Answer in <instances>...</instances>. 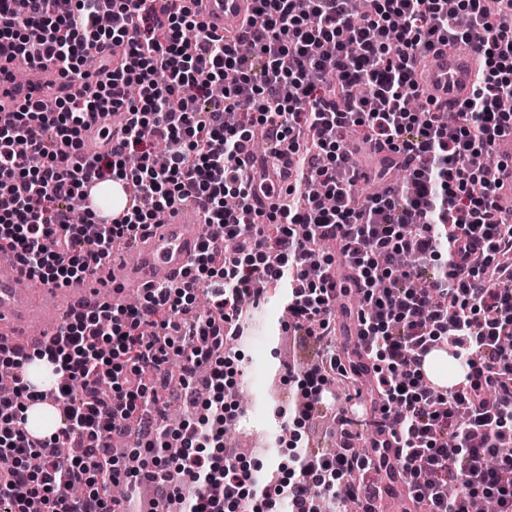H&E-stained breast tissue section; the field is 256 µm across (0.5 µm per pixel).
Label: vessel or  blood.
Returning a JSON list of instances; mask_svg holds the SVG:
<instances>
[{"label":"vessel or blood","instance_id":"obj_1","mask_svg":"<svg viewBox=\"0 0 512 512\" xmlns=\"http://www.w3.org/2000/svg\"><path fill=\"white\" fill-rule=\"evenodd\" d=\"M254 6L255 0H202L200 9L208 28L222 30L229 25L240 26L252 14ZM430 56L431 64L418 75L429 100L441 107L463 103L477 81L481 52L470 45L452 53L437 47L431 50ZM28 90L0 81V119L17 110ZM203 221L197 202L186 199L140 230L130 256L106 260L92 279L65 289L39 281L18 287L14 254L1 246L0 349L14 352L31 346L28 327L60 323L74 302L95 305L106 294L112 304L123 305L130 296H142L164 283L181 281L200 246Z\"/></svg>","mask_w":512,"mask_h":512}]
</instances>
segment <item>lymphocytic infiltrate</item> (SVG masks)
Listing matches in <instances>:
<instances>
[{
  "mask_svg": "<svg viewBox=\"0 0 512 512\" xmlns=\"http://www.w3.org/2000/svg\"><path fill=\"white\" fill-rule=\"evenodd\" d=\"M0 0V48L15 64L54 70L68 85L55 109L24 99L0 124V240L19 259L22 275L56 287L82 283L129 246L157 212L195 197L205 232L188 273L145 295L135 307L77 308L32 352L0 354L20 369L47 355L60 378L64 436L80 452L60 458L55 444L28 437L25 408L0 397V512H107L89 482L162 481L177 512H315L312 486L335 497L353 469H390L411 492L431 484L427 512H470L473 499L512 512V267L486 279L484 266L512 255V210L500 203L497 179L472 166L512 136V0L497 13L481 0H256L234 34L201 27L195 0H112V23L101 27L100 0ZM196 30L193 43L184 33ZM474 42L485 70L455 124L432 107L416 79L434 46ZM101 75L89 85L84 65ZM93 112H121L122 123L99 128L101 149L81 147ZM260 127L273 157L284 159L288 207L256 221L250 191L259 176L243 154ZM393 143L419 159L393 193L355 194L348 143ZM135 184L121 222L82 235L70 202L86 179ZM342 244L358 286L365 359L343 365L329 336L336 290L331 256L309 265V238ZM235 252L215 264L225 240ZM414 254L417 269L395 275V257ZM433 277H425L428 265ZM269 282L288 286L289 324L325 340V365L305 371L288 410L310 419L322 406L325 368L373 375L391 440L371 439L364 455L307 451L298 472L255 474L224 445L222 349L239 321V299L258 301ZM211 290L216 317L191 322V334L158 342L188 314L199 284ZM443 342L477 371L457 389L425 386L418 357ZM182 356V378L209 369L203 415L176 430L142 431L130 461L109 456L111 441L159 401L141 379L153 368L166 382L170 350ZM399 454H392V446ZM461 475L460 490L445 486Z\"/></svg>",
  "mask_w": 512,
  "mask_h": 512,
  "instance_id": "f902f5d3",
  "label": "lymphocytic infiltrate"
}]
</instances>
